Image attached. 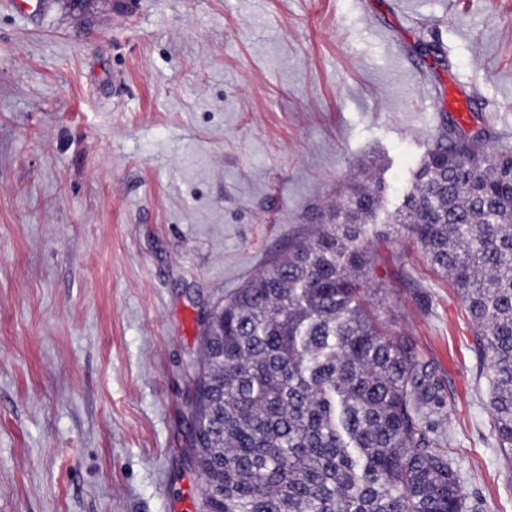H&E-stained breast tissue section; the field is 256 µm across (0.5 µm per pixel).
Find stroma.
Wrapping results in <instances>:
<instances>
[{
  "instance_id": "obj_1",
  "label": "stroma",
  "mask_w": 512,
  "mask_h": 512,
  "mask_svg": "<svg viewBox=\"0 0 512 512\" xmlns=\"http://www.w3.org/2000/svg\"><path fill=\"white\" fill-rule=\"evenodd\" d=\"M454 84L512 150V0H0V512H198L204 319L364 166L367 303L443 379L476 512H512L467 311L389 227Z\"/></svg>"
}]
</instances>
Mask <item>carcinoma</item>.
Listing matches in <instances>:
<instances>
[{
    "mask_svg": "<svg viewBox=\"0 0 512 512\" xmlns=\"http://www.w3.org/2000/svg\"><path fill=\"white\" fill-rule=\"evenodd\" d=\"M377 179L271 259L203 332L191 454L200 512H470L438 416L441 380L364 303ZM394 228L470 314L512 464V153L439 137Z\"/></svg>",
    "mask_w": 512,
    "mask_h": 512,
    "instance_id": "carcinoma-1",
    "label": "carcinoma"
}]
</instances>
